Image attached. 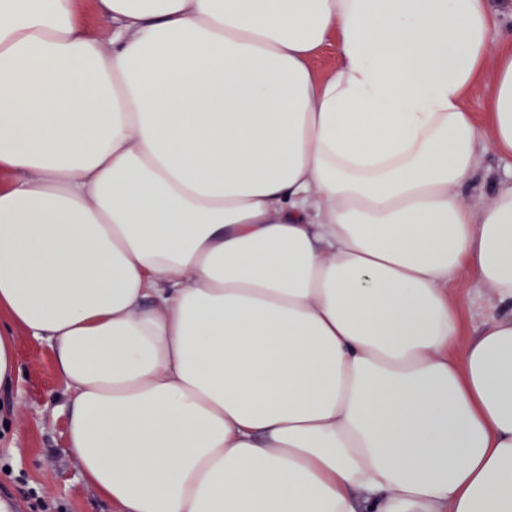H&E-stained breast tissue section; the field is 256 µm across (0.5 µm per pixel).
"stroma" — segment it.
I'll return each mask as SVG.
<instances>
[{"instance_id": "obj_1", "label": "stroma", "mask_w": 512, "mask_h": 512, "mask_svg": "<svg viewBox=\"0 0 512 512\" xmlns=\"http://www.w3.org/2000/svg\"><path fill=\"white\" fill-rule=\"evenodd\" d=\"M512 179V163L491 147L479 154L477 174L463 194L473 206L490 201L500 182ZM454 295L459 303L466 345L487 320L486 291L460 277ZM18 381L0 387V490L36 495L49 512H111L87 485L65 445L64 387L50 346L16 330Z\"/></svg>"}]
</instances>
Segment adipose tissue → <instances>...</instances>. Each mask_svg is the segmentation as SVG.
Returning <instances> with one entry per match:
<instances>
[{
	"mask_svg": "<svg viewBox=\"0 0 512 512\" xmlns=\"http://www.w3.org/2000/svg\"><path fill=\"white\" fill-rule=\"evenodd\" d=\"M94 2L105 46L0 0V385L50 344L114 512H512V184L460 193L512 157L499 13ZM463 271L496 311L460 350ZM336 66V48L333 41L326 43L311 61V67L317 77L328 76ZM502 181H511V162H507L489 145L479 154L477 174L462 193L472 206L490 201L493 190Z\"/></svg>",
	"mask_w": 512,
	"mask_h": 512,
	"instance_id": "1",
	"label": "adipose tissue"
}]
</instances>
